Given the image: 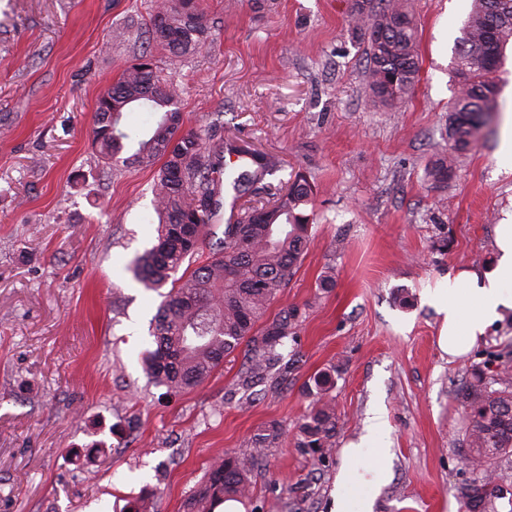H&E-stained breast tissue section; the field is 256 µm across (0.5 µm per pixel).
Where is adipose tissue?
I'll return each mask as SVG.
<instances>
[{
    "instance_id": "ef3b65f1",
    "label": "adipose tissue",
    "mask_w": 512,
    "mask_h": 512,
    "mask_svg": "<svg viewBox=\"0 0 512 512\" xmlns=\"http://www.w3.org/2000/svg\"><path fill=\"white\" fill-rule=\"evenodd\" d=\"M500 252L497 269L485 279L462 271L442 281L430 300L443 317L439 346L448 356L464 353L483 337L502 310L512 309V224L497 227ZM381 427L371 429L359 443L344 449L345 465L336 478L335 512H373L387 451L381 446Z\"/></svg>"
}]
</instances>
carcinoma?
<instances>
[{"mask_svg":"<svg viewBox=\"0 0 512 512\" xmlns=\"http://www.w3.org/2000/svg\"><path fill=\"white\" fill-rule=\"evenodd\" d=\"M350 21L367 35L369 96L390 106L405 102L419 73L411 0H351ZM210 22L197 0H157L146 39L178 60L203 46ZM511 43L512 0H473L454 67L459 87L449 117L454 150L467 149L496 111L495 75ZM178 102L177 89L144 50L98 97L92 143L110 162L117 160L124 141L134 140L137 148L126 162L155 170L153 206L161 230L133 269L149 288L171 285L154 320L155 349L147 366L158 383L179 391L208 380L244 342L252 350L250 377H262L280 362L279 349L294 335L297 311L284 310L270 321L264 315L308 248L311 218L305 210L314 184L305 172H295L273 204L245 209L224 225V237L208 239L226 185L239 197L265 190L266 176L280 167V160L248 148L237 137L207 143L198 131L183 129ZM134 108L157 112L159 118L145 131L128 128L122 119ZM452 172L450 157L436 163L430 175L442 183ZM204 247L208 256L193 264ZM314 383L315 400L298 424L300 448H322L336 435V409L326 398L331 376L321 374ZM456 399L468 414L464 459L482 476L512 456V370L505 366L488 377L484 369H474ZM277 439L278 431L271 428L256 440L254 453L215 463L186 498L182 512H215L226 500L248 498L261 449ZM501 493L495 483L475 479L457 489L466 512H497Z\"/></svg>","mask_w":512,"mask_h":512,"instance_id":"carcinoma-1","label":"carcinoma"}]
</instances>
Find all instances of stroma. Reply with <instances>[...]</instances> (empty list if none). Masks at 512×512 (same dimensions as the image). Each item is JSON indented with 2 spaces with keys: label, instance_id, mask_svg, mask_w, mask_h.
<instances>
[{
  "label": "stroma",
  "instance_id": "obj_1",
  "mask_svg": "<svg viewBox=\"0 0 512 512\" xmlns=\"http://www.w3.org/2000/svg\"><path fill=\"white\" fill-rule=\"evenodd\" d=\"M155 0H0V512H124L145 498L181 512L210 464L281 432L244 512H332L342 450L381 414L389 455L374 512H463L471 368L512 355V313L469 351L438 346L427 291L497 266L512 224L501 120L452 148V70L470 12L414 0L421 69L412 97L374 102L350 0H202L219 21L181 61L153 47L186 126L273 153L272 188L304 170L312 242L267 312L296 309L280 373L241 383L240 346L202 385L172 393L142 362L162 301L129 269L157 237L154 173L104 163L97 98L142 50ZM334 284L322 288L325 273ZM330 372L338 417L323 448L296 445L314 376Z\"/></svg>",
  "mask_w": 512,
  "mask_h": 512
}]
</instances>
